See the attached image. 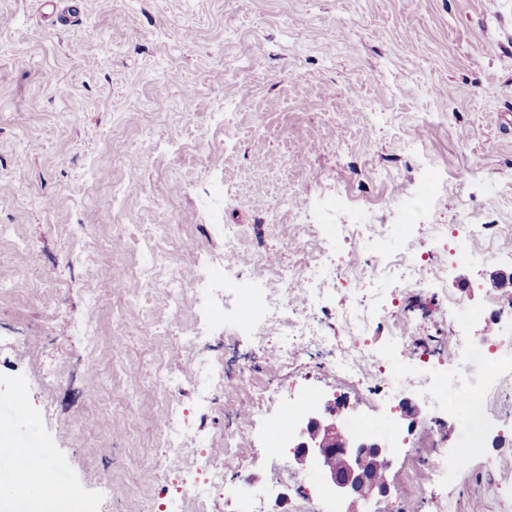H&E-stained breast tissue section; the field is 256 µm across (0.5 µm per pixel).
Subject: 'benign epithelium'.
<instances>
[{
  "mask_svg": "<svg viewBox=\"0 0 512 512\" xmlns=\"http://www.w3.org/2000/svg\"><path fill=\"white\" fill-rule=\"evenodd\" d=\"M293 448L298 464H318L336 496L351 505L347 512H357L353 505L361 499L391 494L385 477L391 466L389 446L365 436L352 437L341 423L340 406L334 403L309 414L295 434ZM329 455L340 456L342 466L327 462Z\"/></svg>",
  "mask_w": 512,
  "mask_h": 512,
  "instance_id": "benign-epithelium-1",
  "label": "benign epithelium"
}]
</instances>
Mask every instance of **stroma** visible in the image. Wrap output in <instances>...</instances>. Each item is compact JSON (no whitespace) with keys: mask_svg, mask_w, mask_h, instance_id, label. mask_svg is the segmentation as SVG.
I'll list each match as a JSON object with an SVG mask.
<instances>
[{"mask_svg":"<svg viewBox=\"0 0 512 512\" xmlns=\"http://www.w3.org/2000/svg\"><path fill=\"white\" fill-rule=\"evenodd\" d=\"M70 2L59 23L44 0H0V281L11 289L0 298V448L28 449L60 485L42 504L0 479V512H83L88 501L158 512L156 487L176 492L182 475L150 466L171 400L195 453L223 455L236 428L248 490L266 512H297L290 483L271 482L275 419L254 417L257 390L342 402L344 419L364 417L377 437L399 427L391 494L360 512L408 501L414 512H507L512 388L480 425L465 400L483 384L481 348L512 336V287L497 283L512 273V127L501 119L512 113V0ZM428 178L437 190L422 201ZM471 221L497 225L473 244L497 260L450 267L430 287L382 273L388 258L433 248L434 225ZM358 224L375 236H355ZM300 240L337 257L317 309L337 348H354L335 314L350 291L393 373L424 352L447 357L455 327L469 337L465 368L432 392L401 383L388 394L328 369L303 340L279 362L277 325L253 336L221 299L198 305L164 287L170 271L189 284L220 256L231 287L263 293L275 267L311 262ZM205 316L206 345L189 346L183 329ZM399 318L412 324L402 348ZM166 371L167 393L147 387ZM213 372L224 388L203 410L193 384ZM406 399L414 417L399 409ZM426 433L470 459L447 484L410 492Z\"/></svg>","mask_w":512,"mask_h":512,"instance_id":"obj_1","label":"stroma"}]
</instances>
